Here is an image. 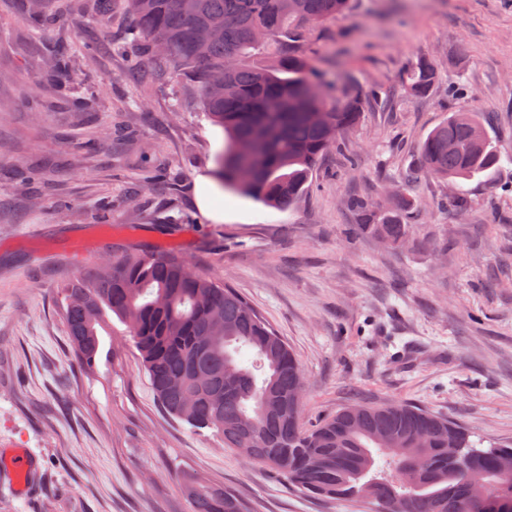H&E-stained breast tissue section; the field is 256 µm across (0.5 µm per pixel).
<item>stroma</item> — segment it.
Listing matches in <instances>:
<instances>
[{
	"label": "stroma",
	"instance_id": "stroma-1",
	"mask_svg": "<svg viewBox=\"0 0 512 512\" xmlns=\"http://www.w3.org/2000/svg\"><path fill=\"white\" fill-rule=\"evenodd\" d=\"M135 25L124 0L105 16L98 0H41L36 13L0 0V452L30 448L40 464L36 494L0 491V512H192L187 475L250 512H374L305 496L164 414L120 323L80 369L61 288L127 253L174 252L237 288L302 366L304 427L354 403L404 402L481 447L512 445V0H352L304 28L328 101L378 100L285 211L213 179L224 131L192 83L123 80L145 52ZM88 37L107 53H83ZM421 57L439 80L410 97L400 82ZM454 81L466 91L452 100ZM457 110L486 118L507 160L462 182L454 211L419 167L422 141ZM413 169L406 243L356 233L347 194L389 207Z\"/></svg>",
	"mask_w": 512,
	"mask_h": 512
}]
</instances>
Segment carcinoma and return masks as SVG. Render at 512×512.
<instances>
[{
	"label": "carcinoma",
	"instance_id": "obj_1",
	"mask_svg": "<svg viewBox=\"0 0 512 512\" xmlns=\"http://www.w3.org/2000/svg\"><path fill=\"white\" fill-rule=\"evenodd\" d=\"M350 0H126L135 38L147 56L124 73L135 84L145 70L165 64L175 79L198 89L206 115L224 129L216 176L224 189L286 209L306 194L337 135L360 119L372 96L350 94L327 103L303 55L302 25L323 24L348 12ZM218 23L207 43L200 27ZM168 54L158 57L154 41ZM270 49L274 62L256 67L244 58ZM438 80L434 62L419 59L401 91L426 96ZM322 111L324 121L308 114ZM241 141L253 143L247 155ZM423 171L460 185L498 166L502 155L487 121L453 112L421 144ZM358 230L393 247L409 233L401 214L375 211L350 194ZM67 334L79 362L96 363L106 320L117 319L137 350L162 408L224 446L283 475L301 492L336 501L366 500L376 512H458L476 498L475 512H512V446L479 448L448 419L403 404H353L305 429L296 390L303 374L287 343L237 291L192 272L175 254L126 255L112 275L98 273L63 288ZM459 441L467 462L449 453ZM192 512H246L223 487L186 478Z\"/></svg>",
	"mask_w": 512,
	"mask_h": 512
}]
</instances>
